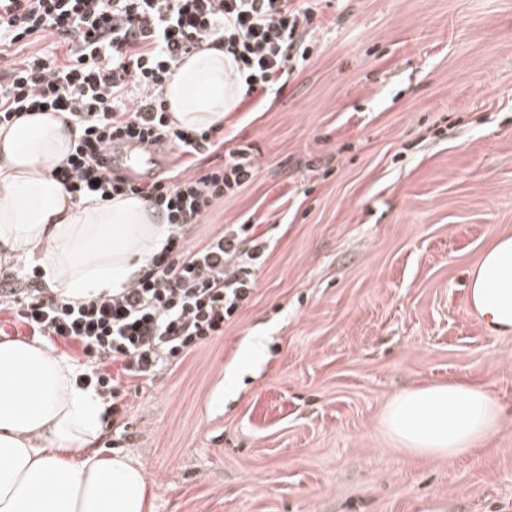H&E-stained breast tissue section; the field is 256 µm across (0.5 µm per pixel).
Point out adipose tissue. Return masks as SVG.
Returning <instances> with one entry per match:
<instances>
[{
    "label": "adipose tissue",
    "instance_id": "ef3b65f1",
    "mask_svg": "<svg viewBox=\"0 0 512 512\" xmlns=\"http://www.w3.org/2000/svg\"><path fill=\"white\" fill-rule=\"evenodd\" d=\"M223 45L184 59L164 88L173 124H223L241 83ZM77 139L55 112H28L0 126V266L39 268L47 287L79 301L129 285L169 235L135 196L72 199L52 178ZM470 304L486 328L512 332V236L492 238L471 273ZM75 366L42 341H0V512H152L142 468L96 443L108 407L80 387ZM502 408L481 386L403 391L383 424L408 454L452 460L498 431Z\"/></svg>",
    "mask_w": 512,
    "mask_h": 512
}]
</instances>
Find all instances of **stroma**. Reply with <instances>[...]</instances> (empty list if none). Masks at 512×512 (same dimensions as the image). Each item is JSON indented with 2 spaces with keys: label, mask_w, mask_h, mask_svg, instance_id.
<instances>
[{
  "label": "stroma",
  "mask_w": 512,
  "mask_h": 512,
  "mask_svg": "<svg viewBox=\"0 0 512 512\" xmlns=\"http://www.w3.org/2000/svg\"><path fill=\"white\" fill-rule=\"evenodd\" d=\"M316 38L280 94L226 115L257 176L185 235L261 218L250 301L98 447L142 466L153 512H512V333L468 297L512 235V0H331ZM455 381L503 408L470 454L382 433L394 395Z\"/></svg>",
  "instance_id": "obj_1"
}]
</instances>
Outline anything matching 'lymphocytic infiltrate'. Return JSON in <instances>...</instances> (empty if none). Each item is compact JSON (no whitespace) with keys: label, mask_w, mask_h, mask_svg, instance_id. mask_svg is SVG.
<instances>
[{"label":"lymphocytic infiltrate","mask_w":512,"mask_h":512,"mask_svg":"<svg viewBox=\"0 0 512 512\" xmlns=\"http://www.w3.org/2000/svg\"><path fill=\"white\" fill-rule=\"evenodd\" d=\"M315 0H0V54L51 38L39 51L0 70V125L32 110L66 115L78 140L54 178L77 200L142 198L171 234L133 282L73 301L46 288L38 270L0 281V298L31 335L81 349L79 381L107 396L113 419L126 414L125 380L145 382L177 365L247 303L271 248L252 224H228L201 248L186 232L218 199L255 179L250 147L223 151L222 127L186 130L170 120L164 86L188 56L223 44L244 84V98L279 94L284 78L306 63L317 28ZM150 138L175 157L221 163L172 181L131 184L102 162L106 145ZM121 363V376L107 367Z\"/></svg>","instance_id":"lymphocytic-infiltrate-1"}]
</instances>
